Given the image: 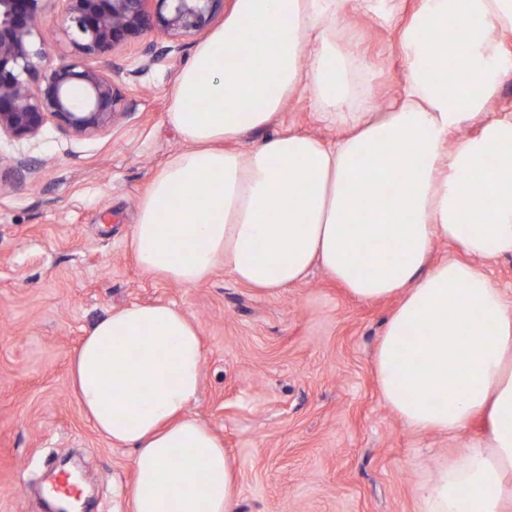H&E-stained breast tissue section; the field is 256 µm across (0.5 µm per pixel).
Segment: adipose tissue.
Masks as SVG:
<instances>
[{
  "label": "adipose tissue",
  "instance_id": "1",
  "mask_svg": "<svg viewBox=\"0 0 512 512\" xmlns=\"http://www.w3.org/2000/svg\"><path fill=\"white\" fill-rule=\"evenodd\" d=\"M182 68L166 115L185 148L156 174L129 245L143 271L191 288L217 268L275 296L319 266L365 302L397 298L373 357L401 421L465 440L416 490L423 512H512V294L480 263L512 255V113L489 115L512 71V0H231ZM394 35L407 71L379 111L367 64L341 51L349 14ZM454 27L457 53L422 34ZM269 45L241 56L245 35ZM307 99L343 127L234 149ZM480 123L478 135L459 138ZM466 260L430 264L436 241ZM205 354L171 303L129 304L95 322L69 370L81 412L133 452L125 512H238L236 464L191 412ZM452 386L448 400L430 393Z\"/></svg>",
  "mask_w": 512,
  "mask_h": 512
}]
</instances>
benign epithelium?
<instances>
[{
  "label": "benign epithelium",
  "instance_id": "7a95c632",
  "mask_svg": "<svg viewBox=\"0 0 512 512\" xmlns=\"http://www.w3.org/2000/svg\"><path fill=\"white\" fill-rule=\"evenodd\" d=\"M50 0H0V135L36 137L56 120L83 138L112 125L121 97L112 74L78 62H52L39 26ZM62 33L85 58L151 31L174 38L202 35L224 12V0H65Z\"/></svg>",
  "mask_w": 512,
  "mask_h": 512
}]
</instances>
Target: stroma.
Here are the masks:
<instances>
[{"label":"stroma","mask_w":512,"mask_h":512,"mask_svg":"<svg viewBox=\"0 0 512 512\" xmlns=\"http://www.w3.org/2000/svg\"><path fill=\"white\" fill-rule=\"evenodd\" d=\"M151 33L92 59L113 70L120 113L75 138L48 122L0 138V512H35L45 482L78 466L85 512H113L133 481L132 452L81 413L70 358L86 329L129 303L171 302L202 336L203 386L191 410L224 439L239 473L238 512H421L416 495L460 440L407 428L383 399L372 356L395 300L351 298L320 269L270 296L216 270L184 288L141 271L129 247L138 204L184 144L166 121L198 44L148 60ZM341 46L374 71L381 108L406 67L371 16L347 20ZM326 141L334 122L286 105L269 134Z\"/></svg>","instance_id":"stroma-1"}]
</instances>
